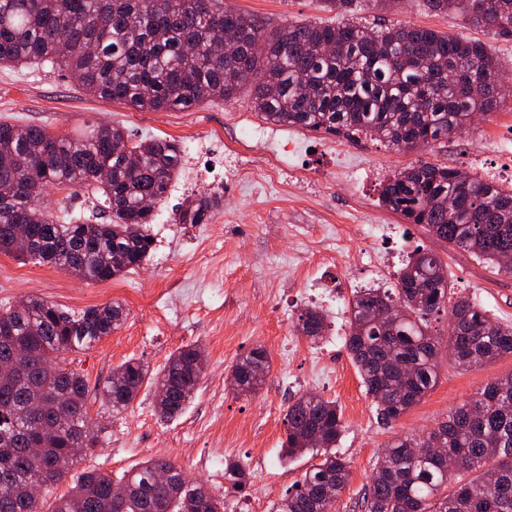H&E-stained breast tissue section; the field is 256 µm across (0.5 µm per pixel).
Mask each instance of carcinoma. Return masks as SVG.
I'll list each match as a JSON object with an SVG mask.
<instances>
[{
  "label": "carcinoma",
  "instance_id": "cac0c4a2",
  "mask_svg": "<svg viewBox=\"0 0 512 512\" xmlns=\"http://www.w3.org/2000/svg\"><path fill=\"white\" fill-rule=\"evenodd\" d=\"M342 17L337 24L287 23L267 30L224 0H0V64L38 62L64 70L101 98L152 111L188 110L226 101L246 84L261 117L348 139L370 137L397 149L426 146L455 135L475 114L489 110L504 90L498 64L483 42L429 27L367 23L355 17L360 0H324ZM436 14L512 35V0H425ZM234 36L233 49L224 35ZM481 84L480 92L471 85ZM173 141L131 140L110 123L78 135L38 125L0 123V254L55 265L83 280L108 281L142 265L154 239L155 209L182 165ZM108 170L105 180L99 172ZM85 189L109 211L106 224H62L44 202L46 189ZM453 206H448V199ZM379 202L404 223L423 225L435 238L500 265L512 257V189L468 172L419 162L380 184ZM221 205L205 195L181 207V224H206ZM25 224L34 247L16 241ZM443 261L416 247L392 288H359L349 301L348 353L378 415L398 419L437 382L439 338L430 316L448 310V361L468 369L512 356V328L489 319L476 301L448 304ZM400 309L377 321L373 308ZM127 319L109 302L72 314L39 298L0 309V360L22 353L0 374V512H43L41 487L71 479L49 512H224V499L192 482L174 463L149 459L115 480L97 470L75 471L100 445L88 436L87 383L64 353L91 349ZM330 322L306 307L296 328L311 341ZM203 349L186 345L151 372L130 358L101 388V403L121 413L143 384L166 389L156 405L160 420L182 414L199 389ZM270 370L268 355L252 350L231 373L237 393L253 394ZM281 458L306 451L321 460L274 504L271 512H332L350 476L332 448L344 431L336 401L304 394L285 414ZM56 433L30 448L44 425ZM318 429L323 445L311 439ZM442 450H431L433 441ZM166 482L156 479L161 468ZM473 478L466 479L464 474ZM225 491L244 493L249 478L237 461L224 463ZM119 484L129 487L120 502ZM367 512H512V375L488 383L424 436L386 446L367 493Z\"/></svg>",
  "mask_w": 512,
  "mask_h": 512
}]
</instances>
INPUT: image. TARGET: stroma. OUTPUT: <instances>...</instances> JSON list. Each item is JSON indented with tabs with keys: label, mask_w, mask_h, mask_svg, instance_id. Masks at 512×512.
<instances>
[{
	"label": "stroma",
	"mask_w": 512,
	"mask_h": 512,
	"mask_svg": "<svg viewBox=\"0 0 512 512\" xmlns=\"http://www.w3.org/2000/svg\"><path fill=\"white\" fill-rule=\"evenodd\" d=\"M227 5L270 27L289 22H337L325 0H226ZM395 21L430 27L483 42L512 79V36L466 24L454 15L427 10L424 0H400ZM0 122L39 125L54 133H73L86 125L111 122L133 139L165 138L186 145L195 137L209 143L195 159L185 160L179 180L224 176V201L211 224L224 227V239L210 242L218 275L189 258L195 241L207 240L211 224H193L184 238L168 245L167 263L149 256L134 271L106 281L79 279L59 268L0 255V308L29 297L55 303L69 312L117 301L128 316L112 335L90 350L69 354L73 369L84 375L91 419L103 426L102 446L82 461L87 470L122 477L151 458L174 461L188 478L215 493L224 491L223 469L213 458L239 461L250 475L245 496L228 497L225 512H270L304 472L320 460L307 452L291 460L280 456L285 413L295 399L315 393L336 401L345 430L335 452L350 468L349 482L335 512H366L364 497L373 470L395 437L424 434L457 405L487 383L512 374V356L461 369L442 362L435 387L399 419L384 422L346 349V307L354 289L370 282L393 285L405 255L415 246L437 253L448 266L449 299H478L489 318L512 325V273L492 269L471 253L434 239L424 226L403 223L380 206V184L417 163L433 162L499 180L512 169V98L477 115L469 129L428 148L398 151L370 138L353 141L299 127L269 125L266 140L254 145L253 175L228 182L232 157L241 150L240 130L260 124L249 90L228 101H208L186 111H147L87 93L63 71L50 65H0ZM297 139L295 176H268L265 155L279 141ZM383 224L387 234L370 238L369 227ZM344 236H337V227ZM341 255L321 262L328 240ZM391 255L387 269L373 271L358 256L360 249ZM164 293L169 310L157 325L143 306L144 290ZM333 296L326 308L331 322L326 338L314 343L297 336L286 348L285 336L302 308L320 296ZM199 345L205 373L199 391L177 419L160 421L155 391L144 384L134 403L121 414L101 407L100 387L113 369L129 358L150 369L161 368L178 348ZM264 349L271 369L258 391H229L226 376L235 360Z\"/></svg>",
	"instance_id": "stroma-1"
}]
</instances>
